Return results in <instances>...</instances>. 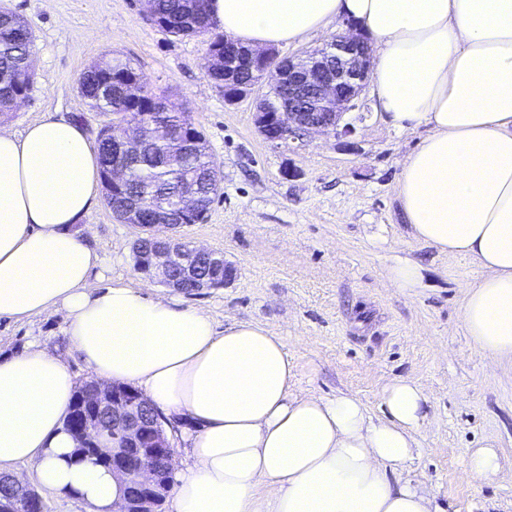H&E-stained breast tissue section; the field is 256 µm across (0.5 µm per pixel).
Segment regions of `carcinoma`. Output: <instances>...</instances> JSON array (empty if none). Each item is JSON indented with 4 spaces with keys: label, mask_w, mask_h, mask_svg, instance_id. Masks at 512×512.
Segmentation results:
<instances>
[{
    "label": "carcinoma",
    "mask_w": 512,
    "mask_h": 512,
    "mask_svg": "<svg viewBox=\"0 0 512 512\" xmlns=\"http://www.w3.org/2000/svg\"><path fill=\"white\" fill-rule=\"evenodd\" d=\"M151 9L158 19V27L175 36L210 35L209 52L217 57L210 79L217 84L224 82V40L228 36L218 32L219 24L213 20L209 0H152ZM34 34L30 24L5 6L0 7V73L9 78L8 84L0 88V114L13 107V93L30 91L34 74L25 59L30 55ZM112 74V80L120 84L125 79L139 75L131 61L120 58H103L91 64L82 73L78 93L93 110L106 117L102 129H111L116 124H127L136 117L156 111L166 112L168 136L155 141L149 153L125 166L123 185L112 189L101 184L107 206L115 215L126 207L136 204L145 224H155L158 217H171L179 211L184 185L201 180L196 193V202L204 210L210 208L220 185L219 170L206 145H187L175 135L186 127L194 126L186 112L169 107L166 99L143 89L142 98L127 107L117 96L97 92L99 75ZM100 174L117 164L118 152L113 135L103 134L97 139Z\"/></svg>",
    "instance_id": "carcinoma-1"
}]
</instances>
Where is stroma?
<instances>
[{
  "label": "stroma",
  "mask_w": 512,
  "mask_h": 512,
  "mask_svg": "<svg viewBox=\"0 0 512 512\" xmlns=\"http://www.w3.org/2000/svg\"><path fill=\"white\" fill-rule=\"evenodd\" d=\"M34 31V85L5 120L21 131L49 114L78 120L97 137L103 118L78 94L81 73L106 55L130 58L154 92L172 94L204 134L221 189L201 224L177 234L223 252L235 270L221 288L172 293L136 271V231L98 200L86 235L102 255L101 286L123 281L149 297L176 296L206 311L217 327L248 321L280 336L294 364L293 389L352 394L383 414L382 388L410 379L429 396L415 433L418 453L401 481L430 492L440 512H512V362H495L467 336V285L483 275L470 258L415 241L397 196L404 158L423 130L394 129L375 101L348 138L266 141L256 107L266 87L235 103L206 72L208 39L176 37L134 0H0ZM411 261L421 285L393 286L388 272ZM37 345L57 354L76 383L91 373L71 346L63 312L0 319V355ZM491 443L503 464L492 480L465 472L468 453Z\"/></svg>",
  "instance_id": "stroma-1"
}]
</instances>
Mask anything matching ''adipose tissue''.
<instances>
[{
	"label": "adipose tissue",
	"instance_id": "ef3b65f1",
	"mask_svg": "<svg viewBox=\"0 0 512 512\" xmlns=\"http://www.w3.org/2000/svg\"><path fill=\"white\" fill-rule=\"evenodd\" d=\"M210 11L255 48L340 15L379 44L371 82L386 121L428 130L401 164L411 235L482 269L463 326L485 355L512 361V0H210ZM99 193L97 153L78 123L48 115L19 134L0 128V319L64 312L98 380L135 386L192 423L174 512H437L427 492L390 480L416 452L420 385L388 383L381 418L351 394L296 395L294 365L268 329L220 330L174 298L97 286L101 257L78 226ZM74 390L49 350L0 358V469L34 463L43 486L112 512L123 483L70 458Z\"/></svg>",
	"mask_w": 512,
	"mask_h": 512
}]
</instances>
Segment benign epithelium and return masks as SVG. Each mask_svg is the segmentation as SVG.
<instances>
[{
	"label": "benign epithelium",
	"instance_id": "benign-epithelium-1",
	"mask_svg": "<svg viewBox=\"0 0 512 512\" xmlns=\"http://www.w3.org/2000/svg\"><path fill=\"white\" fill-rule=\"evenodd\" d=\"M346 26V32L323 47L292 57L286 64L270 48L257 51L236 41L224 43V71L243 60L262 77L271 78L270 90L288 85V108L276 111L262 103L257 106V127L266 140H302L319 133L340 137L354 134L353 123L343 118L364 107L372 62L357 24L348 21ZM254 90L253 85L226 82L224 100L234 103ZM164 131L163 126L150 123L123 133L115 143L118 151L130 158ZM134 256L137 270L177 290L182 284L169 273L176 263L189 278L194 276L199 260L208 257L216 265L215 286H224L231 277L223 253L194 246L174 234H155L152 246L134 248ZM70 415L77 448L90 451L100 465L130 485L115 512H155L165 490V477L172 474L174 458L162 413L127 384L91 379L78 394ZM0 486L10 490L9 499L0 503L3 512H16L19 503L23 512H45L42 497L30 485L0 473Z\"/></svg>",
	"mask_w": 512,
	"mask_h": 512
}]
</instances>
